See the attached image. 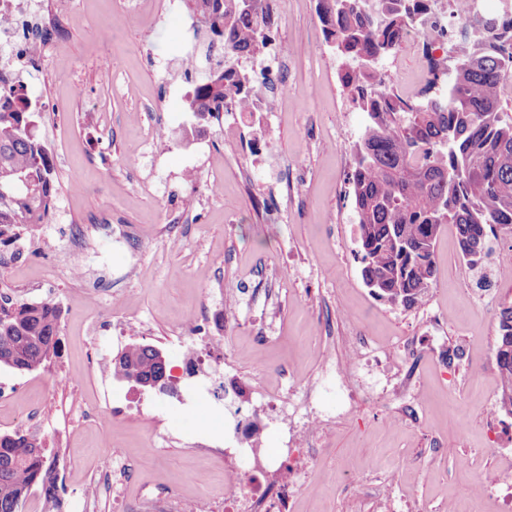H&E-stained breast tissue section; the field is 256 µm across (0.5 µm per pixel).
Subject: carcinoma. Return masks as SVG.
<instances>
[{"label":"carcinoma","instance_id":"obj_1","mask_svg":"<svg viewBox=\"0 0 512 512\" xmlns=\"http://www.w3.org/2000/svg\"><path fill=\"white\" fill-rule=\"evenodd\" d=\"M216 32L224 24L229 69L196 84L188 102L198 123L249 108L250 80L232 58L260 55L270 35L257 30L242 0H188ZM432 0H318L326 42L343 59L342 84L365 114L348 178L357 226L356 258L365 284L393 305L423 303L435 282L434 243L441 227L456 226L463 259L472 268L489 255L488 229L512 224V125L499 109L501 85L512 78V18L484 16L468 37L430 59V78L415 96L395 88L382 66L415 25L431 18ZM23 87L0 67V238L42 223L53 208V165L35 131L40 113ZM61 310L50 302L17 304L0 294V367L32 372L58 355ZM125 377L150 378L163 365L150 345L122 349ZM499 409L512 415V305L499 313L496 339ZM59 512L57 474L43 441L15 431L0 434V512H21L32 489Z\"/></svg>","mask_w":512,"mask_h":512}]
</instances>
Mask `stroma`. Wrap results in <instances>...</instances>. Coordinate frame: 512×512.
<instances>
[{
  "instance_id": "obj_1",
  "label": "stroma",
  "mask_w": 512,
  "mask_h": 512,
  "mask_svg": "<svg viewBox=\"0 0 512 512\" xmlns=\"http://www.w3.org/2000/svg\"><path fill=\"white\" fill-rule=\"evenodd\" d=\"M34 2L43 17L12 78L42 112L37 135L57 194L43 224L0 244V293L57 304L59 348L44 369L0 368V434L45 440L65 488L61 512H155L165 488L171 507L224 512L236 455L253 450L263 462L239 474L242 487L281 484L288 426L311 409L323 423L302 441L311 470L291 512H498V492L471 483L512 472V415L495 409L512 226L490 240L489 288L461 261L448 224L422 305L371 294L347 182L364 115L342 85L317 0H272L287 64L268 78L259 60L250 65L255 95L275 111L248 121L223 112L205 125L188 110L195 81L181 54L222 58L207 26L173 18L169 0H72L66 15L54 0ZM426 67L418 43L385 61L411 96ZM80 250L87 265L76 277L68 258ZM134 341L164 351L178 397L114 377V358ZM336 363L347 364L352 393L341 415L335 391L321 387ZM404 377L410 395H380V382ZM241 423L257 425L256 447L238 443Z\"/></svg>"
}]
</instances>
